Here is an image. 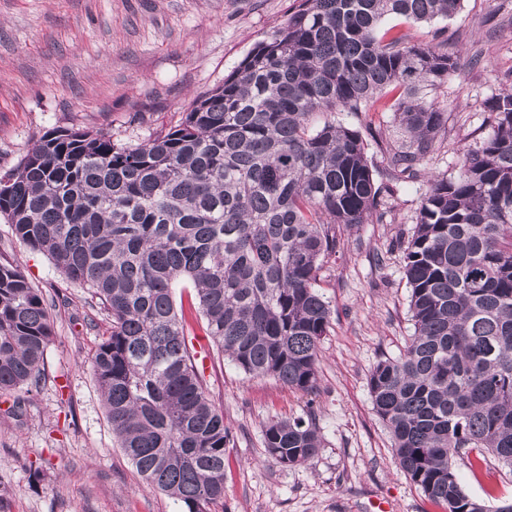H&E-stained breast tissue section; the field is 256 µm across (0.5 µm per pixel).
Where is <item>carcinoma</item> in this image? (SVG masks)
<instances>
[{
  "mask_svg": "<svg viewBox=\"0 0 512 512\" xmlns=\"http://www.w3.org/2000/svg\"><path fill=\"white\" fill-rule=\"evenodd\" d=\"M462 0H296L224 83L177 125L135 146L52 130L0 175V216L112 316L93 369L112 435L151 486L208 512L224 498V415L185 343L189 320L244 374L309 393L331 308L317 291L336 229L387 212L366 137L388 180L419 177L448 114L430 97L459 68L445 44L382 28L390 15L450 18ZM405 139L332 114L385 94ZM491 131L450 178L429 175L404 248L403 352L368 378L403 472L446 512H512L470 496L454 458L474 449L512 470V83L484 102ZM191 288L188 307L173 289ZM54 319L24 272L0 260V390L37 384ZM268 454L305 465L314 415L275 419Z\"/></svg>",
  "mask_w": 512,
  "mask_h": 512,
  "instance_id": "carcinoma-1",
  "label": "carcinoma"
}]
</instances>
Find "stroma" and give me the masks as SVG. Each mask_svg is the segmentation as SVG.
Instances as JSON below:
<instances>
[{"mask_svg": "<svg viewBox=\"0 0 512 512\" xmlns=\"http://www.w3.org/2000/svg\"><path fill=\"white\" fill-rule=\"evenodd\" d=\"M293 0H0V174L46 133L103 132L134 146L175 126L286 19ZM426 43L448 40L460 67L436 92L448 125L428 169L450 177L467 146L487 135L484 101L512 73V0H463L429 24L384 22ZM421 194L402 188L380 222L343 232L320 291L333 314L313 394L245 375L217 350L201 377L230 430L224 498L209 512H445L405 476L373 409L368 376L403 350L414 328L400 244ZM0 258L18 264L46 300L55 338L37 386L0 391V499L6 512H186L148 486L118 447L92 359L111 318L0 218ZM315 414L313 462L283 467L265 452L274 418ZM465 490L488 505L512 498V470L485 456L480 476L456 459Z\"/></svg>", "mask_w": 512, "mask_h": 512, "instance_id": "35a3bbf8", "label": "stroma"}]
</instances>
